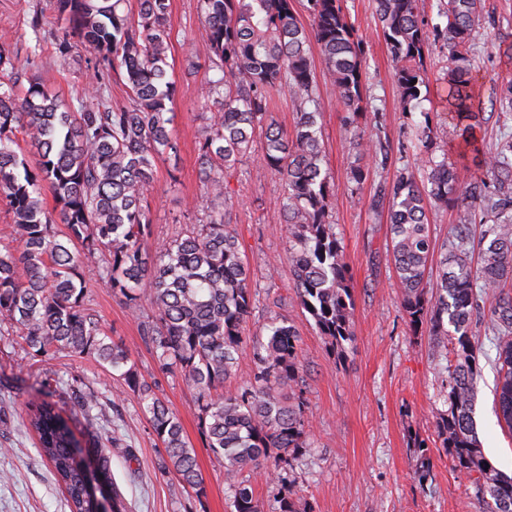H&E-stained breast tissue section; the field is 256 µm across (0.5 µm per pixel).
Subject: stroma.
<instances>
[{
    "label": "stroma",
    "mask_w": 512,
    "mask_h": 512,
    "mask_svg": "<svg viewBox=\"0 0 512 512\" xmlns=\"http://www.w3.org/2000/svg\"><path fill=\"white\" fill-rule=\"evenodd\" d=\"M54 0H0V45L25 53L33 45L30 27L41 17L45 37L34 74L61 100L74 102L87 90L85 73L96 59L91 49L73 43L68 55L58 45L62 33L52 23ZM343 11L363 39L364 77L370 97L365 125H379L387 144L386 162L365 163L366 178L350 190L346 169L353 158L346 113L332 84L320 86L322 140L328 172L336 185L329 215L347 255L354 300V340L336 354L301 307L293 284L288 237L280 222L282 183L273 173L256 174L259 153L244 160L229 179L227 209L251 272L253 309L247 343L239 353L230 391L248 388L254 377L253 348L272 318L293 323L299 333L300 386L309 422V446L255 484L265 512H278L283 483L297 492L300 512H485L478 487L456 468L441 444L438 423L445 409L442 382L447 362L429 344L426 333H412L391 260L388 199L378 198L401 168L423 178L421 157L411 144L416 124L430 120L436 156L463 161L481 174L478 158L462 154L463 142L448 110V54L435 51L427 61L426 88L419 100L403 106L393 62L376 15L375 0H342ZM199 0H171L168 17L169 73L176 82L174 134L178 160L160 161L148 194L151 233L144 242L155 250L185 227L206 204L197 178V144L209 115L199 102L209 77L207 50L200 35ZM476 89L487 121L479 134L492 151L501 134L512 133V117L501 114L499 91L512 80V0H482L474 35ZM83 274L92 306L113 340L122 343L143 378L182 421L205 479L204 496L187 491L164 468L167 456L142 412L136 395L120 392L110 368L61 353L32 367L26 351L0 335V400L13 403L0 423V512H69L62 488L26 428L29 403L39 397L44 378L71 382L94 393L97 426L109 437L112 480L129 512H229L224 468L203 445L194 393L178 371L161 370L144 342L138 320L123 298L113 295L98 276L96 262ZM479 360L475 419L486 458L512 474V433L494 412V349L485 331L477 333ZM432 472L419 484L423 460Z\"/></svg>",
    "instance_id": "obj_1"
}]
</instances>
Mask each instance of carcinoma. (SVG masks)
<instances>
[{"instance_id":"1","label":"carcinoma","mask_w":512,"mask_h":512,"mask_svg":"<svg viewBox=\"0 0 512 512\" xmlns=\"http://www.w3.org/2000/svg\"><path fill=\"white\" fill-rule=\"evenodd\" d=\"M305 29L297 0H201V28L209 70L201 107L212 111L197 148L198 178L208 205L198 223L178 232L151 255L147 192L157 162L178 154L172 106L176 85L168 74L167 25L171 0H139L137 17L124 0H56V23L67 54L70 40L98 57L89 73L92 91L68 105L13 51L0 47V204L12 215L15 238L0 244V332L16 337L32 360L60 352L89 357L112 369L120 387L136 395L170 465L165 467L196 496L205 494L196 454L182 422L113 341L91 307L83 278L85 261L97 259L99 277L121 296L161 368L176 369L195 393L204 446L224 466L230 512H263L244 472L267 473L308 447V422L298 390L299 337L287 320L274 318L254 350V384L223 392L234 374L251 313L250 270L237 233L226 222L227 177L256 145L263 130L262 169L279 175L280 208L288 232L294 287L318 333L333 348L352 343L354 302L349 264L329 220L336 185L325 169L318 125L319 94L310 59L316 43L324 76L350 114L354 161L347 183L365 179L361 161L384 150L379 134L359 120L368 102L362 40L340 0H304ZM379 21L395 62L404 104L420 99L425 59L433 47L448 49V105L462 125L465 146L479 152L484 115L475 92L477 74L468 56L481 0H445V27L428 28L423 0H377ZM123 70L129 102L121 108L103 95L109 72ZM296 104L292 135L266 123L273 97ZM426 150L425 179L403 168L380 193L391 201L392 257L402 304L413 332L426 330L431 344L455 362L444 384L447 410L440 417L442 447L484 494L486 512H512V477L485 457L477 436L474 381L479 349L474 318L483 315L493 335L499 421L512 428V136L484 159L482 175L429 153V116L414 128ZM51 194L53 210L43 204ZM455 212L454 233L442 244L431 234L430 208ZM485 229L479 239L470 225ZM441 259L435 283L426 279L435 250ZM147 291L151 313L140 304ZM494 292L495 305L481 300ZM68 395L69 415L54 400ZM44 398L28 407L38 452L62 484L70 512H97L98 503L72 452L73 426L94 418V395L60 382H43ZM106 437L88 432L86 451L97 458V481L112 487Z\"/></svg>"}]
</instances>
